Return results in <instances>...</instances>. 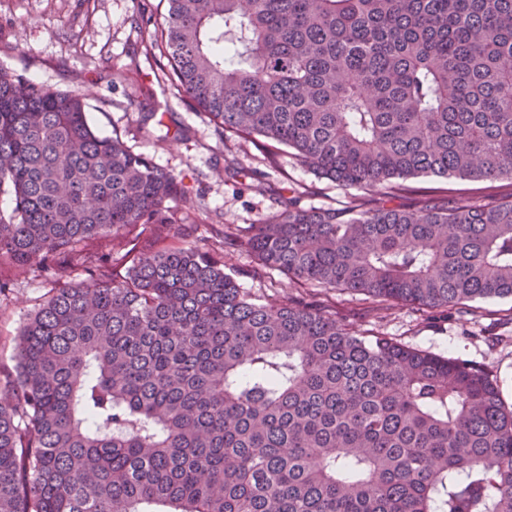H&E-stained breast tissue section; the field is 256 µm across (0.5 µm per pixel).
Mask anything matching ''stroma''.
Returning <instances> with one entry per match:
<instances>
[{
    "mask_svg": "<svg viewBox=\"0 0 512 512\" xmlns=\"http://www.w3.org/2000/svg\"><path fill=\"white\" fill-rule=\"evenodd\" d=\"M164 0H0V65L46 87L72 90L88 103L90 124L120 136L134 152L179 174L192 211L194 246L216 247L214 214L228 227L261 222L277 201L296 196L301 207L343 209L462 199L474 204L512 201V179L404 180L385 198L347 191L316 176L288 148L266 154L256 143L219 136L213 121L178 90L166 61L146 54L163 22ZM233 167L246 175L230 178ZM224 263L242 287L264 300L301 294L282 275L258 276L246 249L225 251ZM57 282L37 266L15 270L0 294V378L13 374L16 339L29 314ZM356 333L397 342L487 368L505 404H512V299L475 300L460 309L430 311L340 290L315 293Z\"/></svg>",
    "mask_w": 512,
    "mask_h": 512,
    "instance_id": "35a3bbf8",
    "label": "stroma"
}]
</instances>
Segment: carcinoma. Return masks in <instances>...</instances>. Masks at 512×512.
Instances as JSON below:
<instances>
[{
    "mask_svg": "<svg viewBox=\"0 0 512 512\" xmlns=\"http://www.w3.org/2000/svg\"><path fill=\"white\" fill-rule=\"evenodd\" d=\"M150 49L221 134L344 190L512 178V0H167ZM0 261L62 281L0 384V512H512V407L480 365L261 301L190 244L181 180L0 69ZM161 244L117 275L83 245ZM310 288L512 297V202L303 208L223 233ZM75 267L88 272L70 281ZM130 237L133 239L134 250L132 257H143L149 255L155 248V234L150 226L138 227Z\"/></svg>",
    "mask_w": 512,
    "mask_h": 512,
    "instance_id": "cac0c4a2",
    "label": "carcinoma"
}]
</instances>
